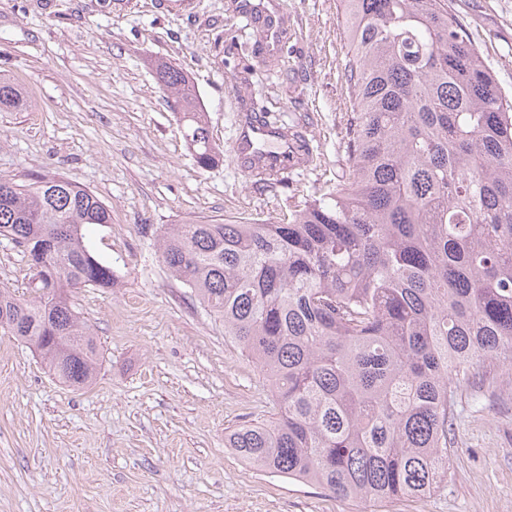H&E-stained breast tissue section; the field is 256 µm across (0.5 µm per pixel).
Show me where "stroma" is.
<instances>
[{
    "mask_svg": "<svg viewBox=\"0 0 512 512\" xmlns=\"http://www.w3.org/2000/svg\"><path fill=\"white\" fill-rule=\"evenodd\" d=\"M239 0H0V71L25 105L0 111V177L59 173L112 211L88 228L114 288L73 305L97 338L90 386L59 383L25 343L0 335V512H512V369L488 366L457 396L447 486L427 498L357 504L258 471L224 433L272 413L255 365L172 279L164 224L276 220L335 189L351 116L339 0H284L288 39L269 48ZM512 100V0H448ZM193 81L223 159L200 168L155 66ZM299 119L315 159L264 183L234 156L239 117ZM33 271L0 237V286L29 299Z\"/></svg>",
    "mask_w": 512,
    "mask_h": 512,
    "instance_id": "stroma-1",
    "label": "stroma"
}]
</instances>
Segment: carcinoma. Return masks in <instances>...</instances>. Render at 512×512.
<instances>
[{"instance_id":"cac0c4a2","label":"carcinoma","mask_w":512,"mask_h":512,"mask_svg":"<svg viewBox=\"0 0 512 512\" xmlns=\"http://www.w3.org/2000/svg\"><path fill=\"white\" fill-rule=\"evenodd\" d=\"M352 118L336 191L277 221L165 224L169 275L224 322L271 387L272 417L224 436L246 464L384 503L448 479L456 396L512 366V102L448 0H341ZM184 138L219 163L189 76L165 62ZM25 103L0 73V111ZM112 211L62 175L0 178V236L36 297L0 289V333L61 383L90 385L98 345L68 293L116 274L87 241Z\"/></svg>"}]
</instances>
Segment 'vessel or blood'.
Listing matches in <instances>:
<instances>
[{"label": "vessel or blood", "mask_w": 512, "mask_h": 512, "mask_svg": "<svg viewBox=\"0 0 512 512\" xmlns=\"http://www.w3.org/2000/svg\"><path fill=\"white\" fill-rule=\"evenodd\" d=\"M243 17L252 20L267 41H282L285 33L274 16L257 13L250 0H240ZM234 152L249 162V176L280 178L308 169L313 161L314 147L305 136L282 140L272 129L257 120H242L234 144Z\"/></svg>", "instance_id": "vessel-or-blood-1"}]
</instances>
